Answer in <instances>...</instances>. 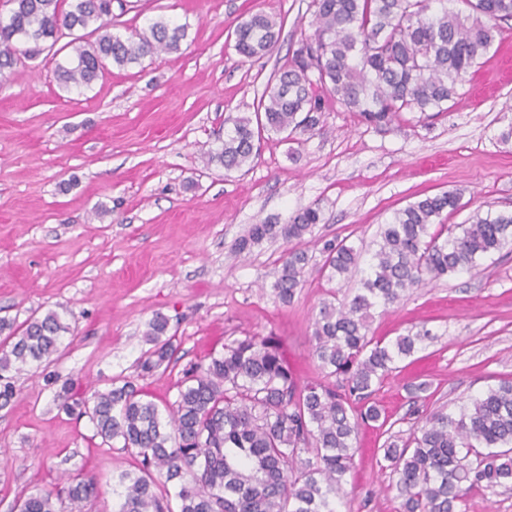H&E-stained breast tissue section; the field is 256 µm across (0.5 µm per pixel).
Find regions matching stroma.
Masks as SVG:
<instances>
[{"label":"stroma","mask_w":512,"mask_h":512,"mask_svg":"<svg viewBox=\"0 0 512 512\" xmlns=\"http://www.w3.org/2000/svg\"><path fill=\"white\" fill-rule=\"evenodd\" d=\"M309 0H128L114 33L164 17L189 23L180 52L111 67L88 89L62 91L51 52L23 58L0 88V317L24 321L56 310L72 327L54 360L15 375L18 395L0 410V512L17 497L82 472L101 481L85 512H113L112 487L135 459L95 436L60 395L110 389L113 379L173 403L192 364L244 336L279 343L300 382L321 379L313 318L330 293L322 247L347 240L371 253L381 224L408 204L459 190L461 224L479 206L512 211V20L466 75L448 111L404 112L374 128L326 98L323 131L286 142L263 135L250 170L224 172L203 156L233 122L254 117L269 78L313 35ZM264 12L283 22L275 51L245 59L236 23ZM319 207L306 235L310 258L292 302L272 288L286 248L266 240L240 253L250 225L286 223ZM169 321L177 348L167 369H141L148 323ZM436 339L401 363L370 399L381 423L358 436L359 452L338 512H399L385 467L389 435L408 437L417 417L458 412L471 397L512 379V246L410 294L376 314L373 336L420 328ZM427 382L412 402L411 384ZM418 414H411V407Z\"/></svg>","instance_id":"35a3bbf8"}]
</instances>
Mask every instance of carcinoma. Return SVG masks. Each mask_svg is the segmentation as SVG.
Masks as SVG:
<instances>
[{"label":"carcinoma","mask_w":512,"mask_h":512,"mask_svg":"<svg viewBox=\"0 0 512 512\" xmlns=\"http://www.w3.org/2000/svg\"><path fill=\"white\" fill-rule=\"evenodd\" d=\"M436 0H311L314 34L302 39L288 64L274 73L256 119L240 117L206 165L231 172L250 165L262 132L314 135L326 90L373 126L401 112H445L458 85L503 35L512 0H463L466 12ZM0 12V85L19 56L53 49L66 35L90 30L94 40L67 42V59L54 75L66 91L88 88L108 67L139 64L159 53H177L189 25L153 20L123 37L112 32L114 0H6ZM282 25L254 13L235 26V50L246 58L270 54ZM461 193L427 196L382 225L378 248L354 294L324 301L313 323L314 353L324 379L299 384L279 345L246 336L224 345L206 364L183 370L177 399L160 407L132 382L107 392L72 393L64 406L89 417L102 441H120L139 461L138 473L118 477L116 512H338L345 476L358 453L359 428L380 412L368 404L395 370L433 340L428 329L393 341L370 335L377 307L400 304L409 291L471 268L512 242V212L477 210L466 224L431 227L459 208ZM324 222L306 207L285 224H253L237 245L243 252L268 239L300 243ZM322 270L330 281L349 278L360 253L341 240L324 243ZM307 253L291 247L272 284L291 302L303 286ZM168 321L149 324L154 349L142 363L149 373L171 361L175 348ZM70 326L53 310L22 322L0 318V409L17 395L13 374L58 353ZM383 460L397 476L402 512H460L475 490L512 489V380H503L459 413L435 412L405 440L383 445ZM99 495L98 481L68 476L53 490L16 500L18 512H83Z\"/></svg>","instance_id":"1"}]
</instances>
